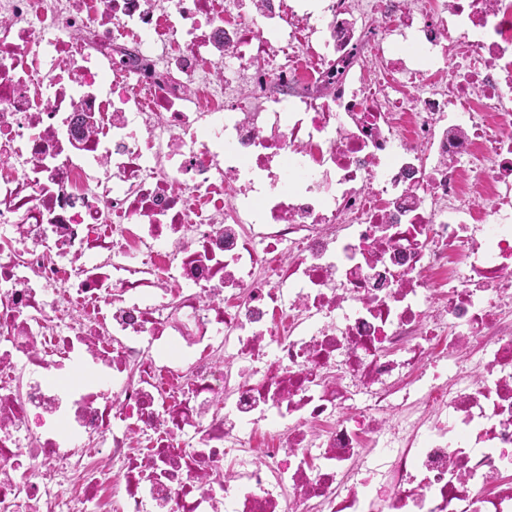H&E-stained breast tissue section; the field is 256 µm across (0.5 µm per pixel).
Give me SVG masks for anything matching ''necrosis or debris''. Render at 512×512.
I'll list each match as a JSON object with an SVG mask.
<instances>
[{
  "mask_svg": "<svg viewBox=\"0 0 512 512\" xmlns=\"http://www.w3.org/2000/svg\"><path fill=\"white\" fill-rule=\"evenodd\" d=\"M214 2L0 0V512H512V0Z\"/></svg>",
  "mask_w": 512,
  "mask_h": 512,
  "instance_id": "necrosis-or-debris-1",
  "label": "necrosis or debris"
}]
</instances>
